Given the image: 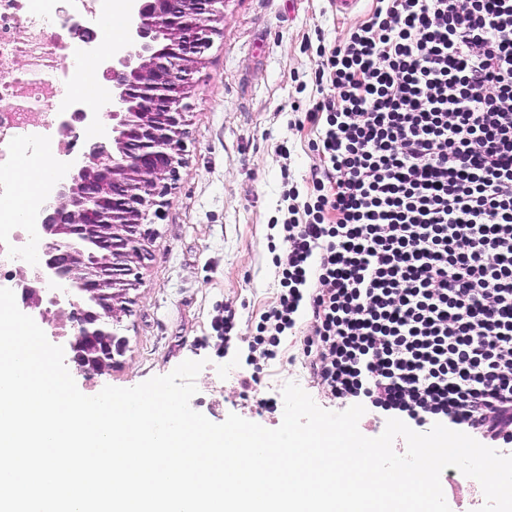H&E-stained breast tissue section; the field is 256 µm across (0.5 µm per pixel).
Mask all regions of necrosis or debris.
I'll list each match as a JSON object with an SVG mask.
<instances>
[{
    "mask_svg": "<svg viewBox=\"0 0 512 512\" xmlns=\"http://www.w3.org/2000/svg\"><path fill=\"white\" fill-rule=\"evenodd\" d=\"M100 8L101 0H64L50 12L44 0H0V196L13 191L3 173L20 147L68 149L72 130L56 121L74 102L62 92L59 61L67 49L59 31L91 23ZM32 231L0 218V273L21 283L37 271L27 246Z\"/></svg>",
    "mask_w": 512,
    "mask_h": 512,
    "instance_id": "4bbe7bcc",
    "label": "necrosis or debris"
}]
</instances>
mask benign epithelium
I'll return each instance as SVG.
<instances>
[{
  "mask_svg": "<svg viewBox=\"0 0 512 512\" xmlns=\"http://www.w3.org/2000/svg\"><path fill=\"white\" fill-rule=\"evenodd\" d=\"M226 0H136L126 53L104 64L112 85V141H96L41 209V281L58 291L48 303L71 308L70 362L101 374L126 339L114 325L126 313L131 276L145 252L147 225L181 164L183 101L191 74ZM44 290L22 289L24 311L45 317Z\"/></svg>",
  "mask_w": 512,
  "mask_h": 512,
  "instance_id": "obj_1",
  "label": "benign epithelium"
}]
</instances>
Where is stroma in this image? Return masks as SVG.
Returning a JSON list of instances; mask_svg holds the SVG:
<instances>
[{"instance_id": "obj_1", "label": "stroma", "mask_w": 512, "mask_h": 512, "mask_svg": "<svg viewBox=\"0 0 512 512\" xmlns=\"http://www.w3.org/2000/svg\"><path fill=\"white\" fill-rule=\"evenodd\" d=\"M376 0L349 13L331 0H228L193 75L186 101L183 163L150 226L128 311L118 332L128 344L112 369L74 373L78 389L133 387L203 361L190 405L215 423L228 414L273 429L282 412L266 413L258 399L281 400L297 382L322 408L341 411L311 375L299 337L300 316L283 337L278 359L265 366L257 392L240 386L244 339L274 301L278 286L267 225L283 206L282 179L305 187L323 163L319 136L305 118L318 98L312 77L318 46L333 47L367 20ZM288 155H281L280 146ZM238 313V340L224 344L213 329L225 304Z\"/></svg>"}]
</instances>
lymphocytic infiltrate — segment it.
<instances>
[{"label": "lymphocytic infiltrate", "mask_w": 512, "mask_h": 512, "mask_svg": "<svg viewBox=\"0 0 512 512\" xmlns=\"http://www.w3.org/2000/svg\"><path fill=\"white\" fill-rule=\"evenodd\" d=\"M314 84L323 171L275 227L241 386L306 310L331 397L512 449V0H377Z\"/></svg>", "instance_id": "lymphocytic-infiltrate-1"}]
</instances>
